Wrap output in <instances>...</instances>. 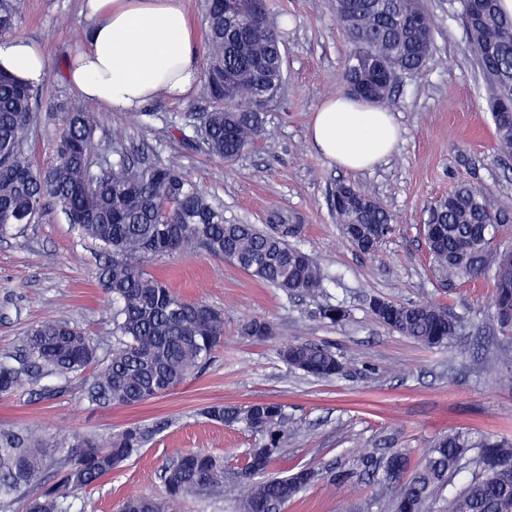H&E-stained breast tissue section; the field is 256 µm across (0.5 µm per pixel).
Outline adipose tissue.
I'll list each match as a JSON object with an SVG mask.
<instances>
[{
    "instance_id": "1",
    "label": "adipose tissue",
    "mask_w": 512,
    "mask_h": 512,
    "mask_svg": "<svg viewBox=\"0 0 512 512\" xmlns=\"http://www.w3.org/2000/svg\"><path fill=\"white\" fill-rule=\"evenodd\" d=\"M85 12L91 25L67 71L81 97L126 112L195 91L197 48L182 0H85ZM0 68L31 83L47 74L43 56L17 41L0 42ZM309 139L330 163L360 173L393 153L400 129L390 112L339 94L316 110Z\"/></svg>"
}]
</instances>
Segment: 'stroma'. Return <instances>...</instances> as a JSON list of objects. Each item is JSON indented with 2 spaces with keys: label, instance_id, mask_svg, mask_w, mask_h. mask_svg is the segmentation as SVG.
<instances>
[{
  "label": "stroma",
  "instance_id": "obj_1",
  "mask_svg": "<svg viewBox=\"0 0 512 512\" xmlns=\"http://www.w3.org/2000/svg\"><path fill=\"white\" fill-rule=\"evenodd\" d=\"M434 21L432 51L418 70L401 74L386 106L401 140L374 169L349 174L311 145L308 130L316 109L340 92L349 50L331 0H272L276 16L289 17L287 78L264 133L236 162L187 149L197 112L209 106L204 87L181 100L146 104L142 123L130 113L97 104V119L112 143L132 156H183L191 179L224 209L229 224L268 222L273 210L296 216L302 226L294 243L328 275L314 297H290L235 263L203 252L154 259L150 273L185 299L224 312V345L206 369L176 391L135 407L93 408L80 398V377L60 393L43 396L28 384L0 395V424L45 436L74 433L107 438L131 421L168 419L169 428L97 485L68 498L70 512H118L131 494L162 496L160 474L178 453L205 450L238 470L258 436L209 421L202 411L217 402L281 403L290 434L270 467L282 475L298 467L324 477L300 493L283 512H360L372 486L333 491L331 475L348 469L367 451H411L419 466L430 441L453 427H473L512 439V388L499 383L502 355L512 331L492 317V283L482 280L447 290L433 277L421 227L429 206L458 185L483 189L505 222L500 248H512V168L494 153V125L486 109V86L467 50L462 0H427ZM83 0H25L15 37L41 52L48 65L45 97L69 89L65 59L78 49L71 31L87 28ZM340 180L358 184L398 220L397 231L373 256L354 250L332 215L329 191ZM100 249L81 238L53 205L32 224L0 238V356L16 351L23 330L60 316L86 331L100 351L112 346V299L99 281ZM402 302H437L463 318L447 346L427 348L376 322L369 296ZM339 305L349 317L338 325L317 312ZM264 317L275 334L264 341L241 336L243 323ZM312 343L335 351L340 375L317 379L290 370L279 349Z\"/></svg>",
  "mask_w": 512,
  "mask_h": 512
}]
</instances>
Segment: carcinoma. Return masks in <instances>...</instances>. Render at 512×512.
<instances>
[{"label":"carcinoma","mask_w":512,"mask_h":512,"mask_svg":"<svg viewBox=\"0 0 512 512\" xmlns=\"http://www.w3.org/2000/svg\"><path fill=\"white\" fill-rule=\"evenodd\" d=\"M263 27L250 33L229 24L224 0H205L207 64L205 89L211 109L198 113L191 149H202L229 163L261 136L263 112L257 97L285 80L282 25L258 0ZM464 14L468 43L488 86L495 149L512 157V16L500 0H475ZM25 0H0V40L13 34ZM336 21L351 44L342 80L345 92L365 88L372 103L391 100L403 72L421 68L430 52L434 22L423 0H334ZM40 90L0 68V236L32 224L54 202L80 236L112 254L102 272V288L112 297V351L99 358L91 339L63 319H48L27 329L20 354L0 361V395L23 381L34 385L47 376L68 382L83 374V396L91 407L135 406L161 397L201 372L224 345V314L200 301L183 298L146 269L160 256L204 251L236 263L290 297L318 294L326 279L321 266L290 242L301 225L285 211L271 213L270 229L256 224H226L190 180L182 156L154 163L130 160L127 149L100 135L91 104L59 95L44 102L59 118L51 160L36 167L29 157L30 137L39 112ZM332 212L348 241L364 255L374 254L395 232V217L360 187L339 181L332 190ZM502 219L484 201L482 189L457 186L430 208L424 235L432 271L444 287L461 281L492 280V315L512 329V250L494 245ZM373 318L424 346L448 344L460 320L436 303L369 300ZM270 320L255 317L242 335L273 336ZM291 369L318 379L338 375L336 353L311 343L280 350ZM209 420L240 427L264 440L246 452L245 464L229 485L240 512H279L311 484L316 473L298 469L270 476L268 469L288 434L284 405L267 400L246 405L214 403ZM167 427V420L130 423L108 440L93 435L62 437L48 455L46 443L0 426V497L19 486L38 492L27 512H66L63 502L75 491L100 482L140 453ZM512 466V440L470 428L451 429L430 443L423 463L409 476L410 455L394 451L380 459L364 454L332 479L335 488L354 487L357 472L368 475L373 497L363 512L387 503L391 512H427L430 501L450 478L475 475L448 499L446 512H504L512 507V484L490 475V462ZM163 500L128 497L120 512H178L191 493H211L224 484V462L203 450L180 454L165 467Z\"/></svg>","instance_id":"obj_1"}]
</instances>
